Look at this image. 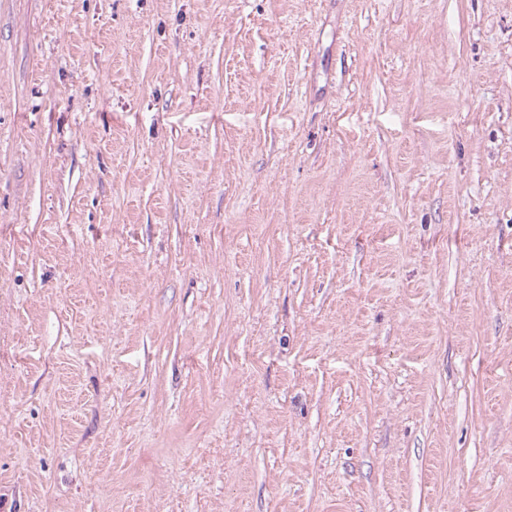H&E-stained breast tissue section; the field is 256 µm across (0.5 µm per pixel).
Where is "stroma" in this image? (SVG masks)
Here are the masks:
<instances>
[{
    "label": "stroma",
    "mask_w": 512,
    "mask_h": 512,
    "mask_svg": "<svg viewBox=\"0 0 512 512\" xmlns=\"http://www.w3.org/2000/svg\"><path fill=\"white\" fill-rule=\"evenodd\" d=\"M0 512H512V0H0Z\"/></svg>",
    "instance_id": "stroma-1"
}]
</instances>
